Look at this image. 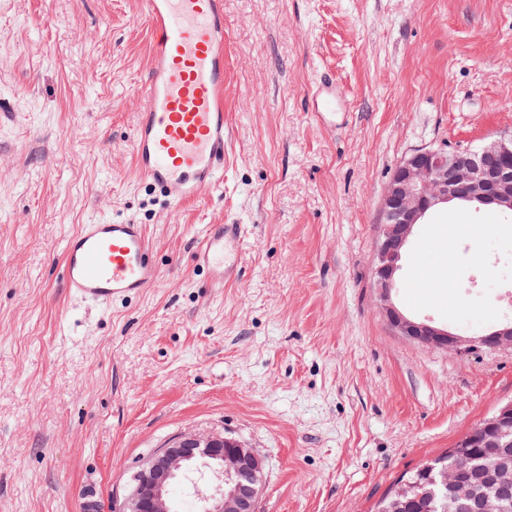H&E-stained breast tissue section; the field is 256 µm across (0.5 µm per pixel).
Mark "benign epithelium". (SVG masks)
Here are the masks:
<instances>
[{
	"label": "benign epithelium",
	"mask_w": 512,
	"mask_h": 512,
	"mask_svg": "<svg viewBox=\"0 0 512 512\" xmlns=\"http://www.w3.org/2000/svg\"><path fill=\"white\" fill-rule=\"evenodd\" d=\"M459 202L512 215V131L477 149L443 147L412 150L395 166L379 200L381 224L372 275L379 306L391 329L413 342L470 355L512 349V322L480 336H462L428 320L408 317L392 301L403 250L423 218L440 204ZM482 451H468L464 435L448 467L420 473L424 496L448 502L452 512H507L512 484V402L479 425ZM206 466L217 485L197 491L200 512H256L262 490L263 457L245 442L222 432H186L140 461L123 502L114 512H171L168 487L178 474ZM413 485L406 484L382 512H403Z\"/></svg>",
	"instance_id": "7a95c632"
}]
</instances>
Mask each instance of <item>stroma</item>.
Instances as JSON below:
<instances>
[{
    "instance_id": "1",
    "label": "stroma",
    "mask_w": 512,
    "mask_h": 512,
    "mask_svg": "<svg viewBox=\"0 0 512 512\" xmlns=\"http://www.w3.org/2000/svg\"><path fill=\"white\" fill-rule=\"evenodd\" d=\"M150 37L144 0H0V512L89 494L112 512L188 431L261 454L257 512H372L512 401V350L399 336L371 275L400 160L512 130V0H224V189L171 208L132 162ZM130 220L162 275L107 307L72 298L68 234ZM209 224L247 227L221 288L194 260ZM400 277L410 317L512 320V216L430 214Z\"/></svg>"
}]
</instances>
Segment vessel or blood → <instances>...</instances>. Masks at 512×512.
<instances>
[{
  "instance_id": "obj_1",
  "label": "vessel or blood",
  "mask_w": 512,
  "mask_h": 512,
  "mask_svg": "<svg viewBox=\"0 0 512 512\" xmlns=\"http://www.w3.org/2000/svg\"><path fill=\"white\" fill-rule=\"evenodd\" d=\"M150 65L131 136L133 161L163 203L177 206L224 184V2L145 0ZM242 224L207 225L195 253L218 288L240 274ZM64 286L88 305L143 294L161 269L146 227L84 224L64 246Z\"/></svg>"
}]
</instances>
